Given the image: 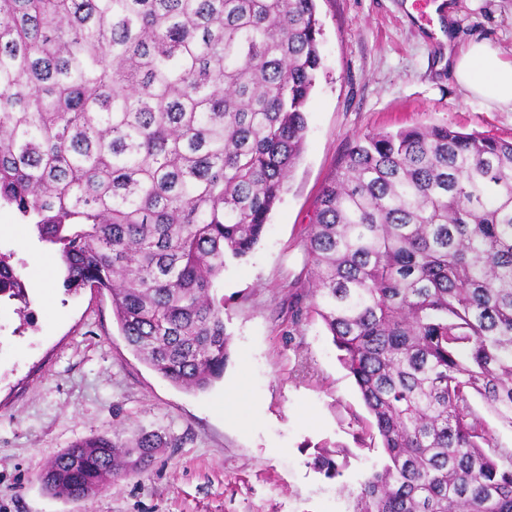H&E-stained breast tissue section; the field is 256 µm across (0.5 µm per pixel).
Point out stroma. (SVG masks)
I'll use <instances>...</instances> for the list:
<instances>
[{
	"label": "stroma",
	"instance_id": "1",
	"mask_svg": "<svg viewBox=\"0 0 512 512\" xmlns=\"http://www.w3.org/2000/svg\"><path fill=\"white\" fill-rule=\"evenodd\" d=\"M431 0H317L322 66L307 103L304 151L257 249L228 261L213 287L230 337L224 375L208 390L173 385L128 347L112 300L65 290L55 252L0 205V253L29 300L0 301V512H352L381 449L358 447L370 422L322 321H294L307 280L305 228L355 138L444 124L512 138V112L466 98L445 48L485 40L512 59V0H451L449 44ZM155 431L169 445L154 465L78 501L39 475L73 443ZM350 448L342 477L310 460Z\"/></svg>",
	"mask_w": 512,
	"mask_h": 512
}]
</instances>
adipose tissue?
<instances>
[{
	"label": "adipose tissue",
	"instance_id": "1",
	"mask_svg": "<svg viewBox=\"0 0 512 512\" xmlns=\"http://www.w3.org/2000/svg\"><path fill=\"white\" fill-rule=\"evenodd\" d=\"M450 71L465 95L512 112V60L484 41L470 42L451 58Z\"/></svg>",
	"mask_w": 512,
	"mask_h": 512
}]
</instances>
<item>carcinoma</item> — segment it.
Returning <instances> with one entry per match:
<instances>
[{"mask_svg": "<svg viewBox=\"0 0 512 512\" xmlns=\"http://www.w3.org/2000/svg\"><path fill=\"white\" fill-rule=\"evenodd\" d=\"M315 0H0V204L112 298L172 384L224 373L226 260L244 259L304 147ZM293 317L325 324L381 464L353 512H512V141L447 125L355 139L307 230ZM22 298L0 254V298ZM166 444L92 437L40 473L80 500ZM348 448L312 465L343 475Z\"/></svg>", "mask_w": 512, "mask_h": 512, "instance_id": "cac0c4a2", "label": "carcinoma"}]
</instances>
